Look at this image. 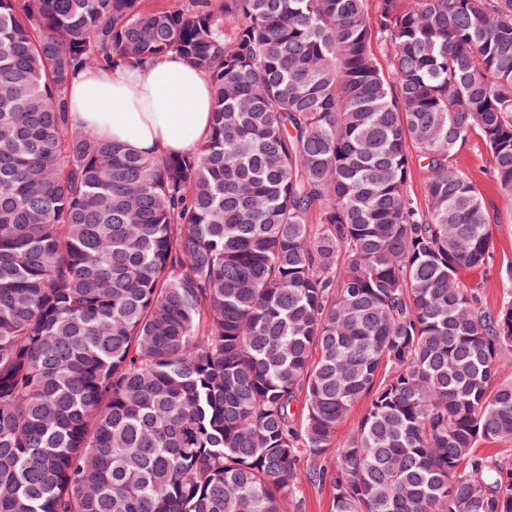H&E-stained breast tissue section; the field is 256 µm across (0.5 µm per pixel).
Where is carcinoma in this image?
Wrapping results in <instances>:
<instances>
[{"label":"carcinoma","instance_id":"obj_1","mask_svg":"<svg viewBox=\"0 0 512 512\" xmlns=\"http://www.w3.org/2000/svg\"><path fill=\"white\" fill-rule=\"evenodd\" d=\"M367 2L0 0V512H512L477 452L512 300L463 279L493 227L456 162L479 137L512 195V0ZM170 54L194 150L72 120L75 75ZM332 492L330 488L317 484L304 483L297 503L289 512H331Z\"/></svg>","mask_w":512,"mask_h":512}]
</instances>
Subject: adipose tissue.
<instances>
[{
  "instance_id": "obj_1",
  "label": "adipose tissue",
  "mask_w": 512,
  "mask_h": 512,
  "mask_svg": "<svg viewBox=\"0 0 512 512\" xmlns=\"http://www.w3.org/2000/svg\"><path fill=\"white\" fill-rule=\"evenodd\" d=\"M68 102L78 125L145 156L190 151L211 127L207 78L172 56L144 71L80 73Z\"/></svg>"
}]
</instances>
